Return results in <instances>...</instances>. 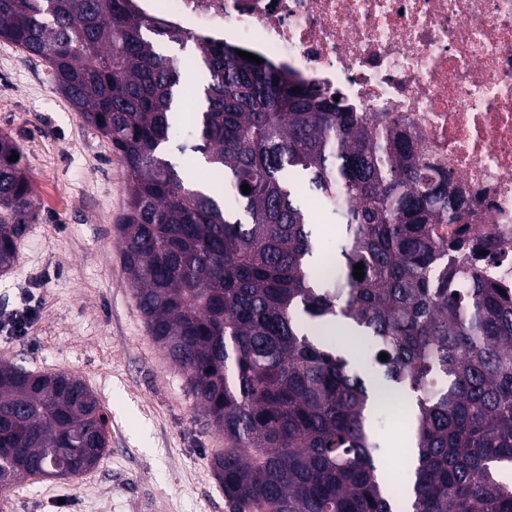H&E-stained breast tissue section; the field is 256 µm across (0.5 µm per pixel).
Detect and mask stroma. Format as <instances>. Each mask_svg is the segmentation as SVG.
Segmentation results:
<instances>
[{
    "mask_svg": "<svg viewBox=\"0 0 512 512\" xmlns=\"http://www.w3.org/2000/svg\"><path fill=\"white\" fill-rule=\"evenodd\" d=\"M21 149L35 217L15 266L0 273V318L27 296L40 309L22 336L0 332V359L80 376L107 414L110 444L71 479L29 478L0 493V512H229L211 474L224 437L147 333L113 226L128 184L111 143L56 90L43 59L0 40V136ZM407 408L373 417L385 476H407Z\"/></svg>",
    "mask_w": 512,
    "mask_h": 512,
    "instance_id": "obj_1",
    "label": "stroma"
}]
</instances>
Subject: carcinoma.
I'll use <instances>...</instances> for the list:
<instances>
[{"instance_id":"cac0c4a2","label":"carcinoma","mask_w":512,"mask_h":512,"mask_svg":"<svg viewBox=\"0 0 512 512\" xmlns=\"http://www.w3.org/2000/svg\"><path fill=\"white\" fill-rule=\"evenodd\" d=\"M0 39L47 60L52 85L122 159L124 269L148 334L224 434L211 471L232 512H512V287L467 259L493 255L498 236L399 125H370L339 91L192 39L130 0H0ZM190 44L203 73L194 143L173 148L186 88L167 50ZM175 150L219 173L235 204L187 180ZM18 154L1 136L0 271L36 208ZM323 213L340 235L327 261ZM339 327L373 346L377 380L321 343ZM383 397L413 401L409 489L378 471ZM108 447V416L79 376L0 360V492L76 479Z\"/></svg>"}]
</instances>
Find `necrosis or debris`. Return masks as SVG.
<instances>
[{"mask_svg":"<svg viewBox=\"0 0 512 512\" xmlns=\"http://www.w3.org/2000/svg\"><path fill=\"white\" fill-rule=\"evenodd\" d=\"M401 122L512 258V0H136Z\"/></svg>","mask_w":512,"mask_h":512,"instance_id":"necrosis-or-debris-1","label":"necrosis or debris"}]
</instances>
